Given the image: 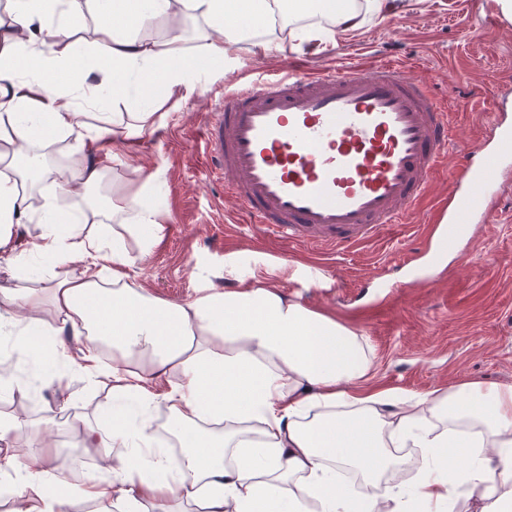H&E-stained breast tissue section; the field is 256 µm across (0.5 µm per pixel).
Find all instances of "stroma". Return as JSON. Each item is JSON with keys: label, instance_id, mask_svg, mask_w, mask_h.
I'll list each match as a JSON object with an SVG mask.
<instances>
[{"label": "stroma", "instance_id": "1", "mask_svg": "<svg viewBox=\"0 0 512 512\" xmlns=\"http://www.w3.org/2000/svg\"><path fill=\"white\" fill-rule=\"evenodd\" d=\"M65 24L81 45L74 68L95 67L102 53L91 43L92 14L66 18ZM235 53L238 78L275 75L291 58L309 73L399 62L429 83L457 122L461 146L485 135L499 90H512V21L494 0H410L406 12L369 23L318 56L275 48L255 54L244 44ZM190 74L200 93L166 102L155 130L119 146L122 161L107 171V185L124 190L138 187L146 173L159 175L151 199L164 230L147 252L131 247L134 282L183 302L199 289L223 287L224 264L231 261L243 274L363 333L375 352L373 389L421 395L467 381L512 384V194L502 196L495 222L475 241L440 232L430 250L407 266L401 260L418 246L429 213L446 194L451 166L438 169L427 196L403 223L344 255L261 236L208 174L205 114L226 80L198 67ZM56 190L46 180L28 191L32 221L15 230L22 266L39 257L44 226L38 218L45 197ZM42 337L52 350L45 367L23 380L15 413L27 428L15 450L21 454L52 438L77 484L100 464L95 451L82 445L83 429H104L103 415L117 403L109 385L91 383L71 365L73 336L57 334L49 319ZM61 377L68 386L59 392L54 383Z\"/></svg>", "mask_w": 512, "mask_h": 512}]
</instances>
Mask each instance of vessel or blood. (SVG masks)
<instances>
[{
	"mask_svg": "<svg viewBox=\"0 0 512 512\" xmlns=\"http://www.w3.org/2000/svg\"><path fill=\"white\" fill-rule=\"evenodd\" d=\"M211 178L255 227L341 254L402 223L445 164L453 126L429 84L386 62L369 70L234 82L206 129ZM512 158V124L495 114L482 143L457 153L433 228L490 223L499 190L489 154Z\"/></svg>",
	"mask_w": 512,
	"mask_h": 512,
	"instance_id": "vessel-or-blood-1",
	"label": "vessel or blood"
}]
</instances>
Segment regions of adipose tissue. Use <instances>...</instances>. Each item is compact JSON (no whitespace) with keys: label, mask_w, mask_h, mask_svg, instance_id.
<instances>
[{"label":"adipose tissue","mask_w":512,"mask_h":512,"mask_svg":"<svg viewBox=\"0 0 512 512\" xmlns=\"http://www.w3.org/2000/svg\"><path fill=\"white\" fill-rule=\"evenodd\" d=\"M95 0H8L9 22H0V271L17 275L20 259L12 228L29 218L24 163L29 148L63 136L84 159L47 197L41 216L48 231L41 251L66 263L49 283L0 289V326H32L51 310L81 344L77 367L91 380L108 379L118 397L136 401L139 419L112 417L111 433L88 431L86 441L104 461L99 475L78 485L73 498L52 490L63 472L52 440L39 451L13 453L25 422L0 413V500L10 512H69L73 501L96 504L97 512H350L356 492L336 481L350 467L364 482L412 469L413 483L400 480L383 496H367L365 512H451L462 499H476L479 512H512V384L469 381L436 388L412 402L366 381L374 363L368 339L326 313L288 297L277 287L249 281L234 265L224 267L230 288L208 289L173 302L131 282L127 238L141 249L163 227L145 198L158 180L148 175L133 192L119 191L105 207L72 214V195L100 186L103 167L84 150L89 140L111 138L122 145L156 123L155 110L134 109L123 119L107 112L85 121L75 98L43 82L19 79L17 64L51 73L71 55L73 43L49 25V16L91 10ZM206 18L196 58L220 77L233 71L236 46L254 52L270 47L317 55L360 30L405 11L408 0H300L298 16L318 13L327 23H281V0H112L96 13V44L106 65L77 83L90 99H120L121 73L140 70V93L149 96L162 79L167 98L184 101L197 90L183 67V38L163 41L133 36L134 26L168 13ZM20 112L34 123L15 121ZM111 217V238L89 224ZM70 226L67 235L51 231ZM164 406L171 434L182 445L169 457L152 428V411ZM459 450L460 477L439 465L450 444ZM420 448L419 464L397 456Z\"/></svg>","instance_id":"ef3b65f1"}]
</instances>
